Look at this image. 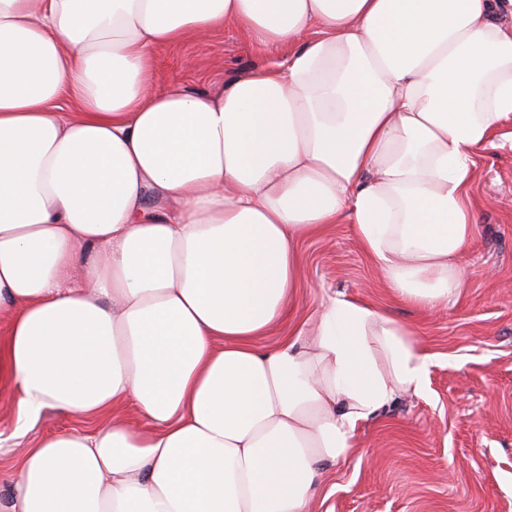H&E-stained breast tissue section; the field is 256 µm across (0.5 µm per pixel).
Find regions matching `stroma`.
Here are the masks:
<instances>
[{
	"label": "stroma",
	"mask_w": 512,
	"mask_h": 512,
	"mask_svg": "<svg viewBox=\"0 0 512 512\" xmlns=\"http://www.w3.org/2000/svg\"><path fill=\"white\" fill-rule=\"evenodd\" d=\"M287 54L284 47H255L227 27L159 49L154 83L213 92ZM472 200L478 236L459 258L468 284L453 307L436 314L387 292L350 225H334L301 245L296 301L264 345L287 335L327 291L387 309L436 355L424 393L401 399L362 427L353 454L323 476L312 512H512V148L477 154ZM15 400L13 385L0 378L1 500L10 494L11 466L26 449L93 427L53 408L19 427Z\"/></svg>",
	"instance_id": "obj_1"
}]
</instances>
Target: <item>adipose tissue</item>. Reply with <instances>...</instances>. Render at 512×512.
<instances>
[{
    "instance_id": "ef3b65f1",
    "label": "adipose tissue",
    "mask_w": 512,
    "mask_h": 512,
    "mask_svg": "<svg viewBox=\"0 0 512 512\" xmlns=\"http://www.w3.org/2000/svg\"><path fill=\"white\" fill-rule=\"evenodd\" d=\"M228 26L285 68L153 88L156 48ZM509 119L512 0H0V376L20 424L99 422L26 449L0 512H310L434 356L342 293L262 346L300 244L351 224L446 310Z\"/></svg>"
}]
</instances>
